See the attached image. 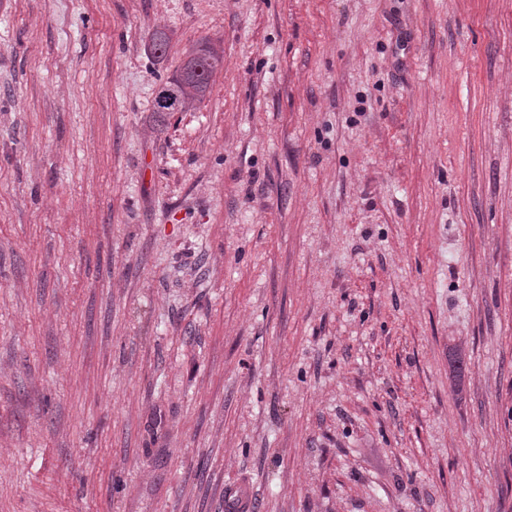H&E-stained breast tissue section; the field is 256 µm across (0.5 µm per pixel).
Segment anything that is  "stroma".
<instances>
[{
    "label": "stroma",
    "mask_w": 512,
    "mask_h": 512,
    "mask_svg": "<svg viewBox=\"0 0 512 512\" xmlns=\"http://www.w3.org/2000/svg\"><path fill=\"white\" fill-rule=\"evenodd\" d=\"M237 483L512 512V0H0V512ZM222 59L223 55L210 44H202L189 54L179 71L158 90L167 92L173 98V112H186L204 100L211 76L221 65Z\"/></svg>",
    "instance_id": "obj_1"
}]
</instances>
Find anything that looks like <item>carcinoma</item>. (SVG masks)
<instances>
[{
  "instance_id": "1",
  "label": "carcinoma",
  "mask_w": 512,
  "mask_h": 512,
  "mask_svg": "<svg viewBox=\"0 0 512 512\" xmlns=\"http://www.w3.org/2000/svg\"><path fill=\"white\" fill-rule=\"evenodd\" d=\"M222 59L223 55L210 44H202L189 54L179 71L160 87L173 98L175 111L186 112L204 100Z\"/></svg>"
}]
</instances>
